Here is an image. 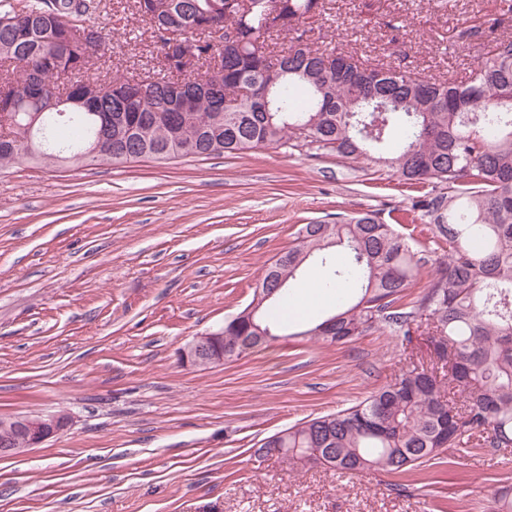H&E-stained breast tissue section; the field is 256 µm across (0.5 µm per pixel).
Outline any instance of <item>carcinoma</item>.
Segmentation results:
<instances>
[{
    "label": "carcinoma",
    "instance_id": "obj_1",
    "mask_svg": "<svg viewBox=\"0 0 512 512\" xmlns=\"http://www.w3.org/2000/svg\"><path fill=\"white\" fill-rule=\"evenodd\" d=\"M270 0H135L137 12L173 27L197 54L196 69L132 72L81 79L92 69L80 38L84 9L66 0H31L0 10V168L21 161L46 166L125 163L187 155L235 154L289 144L340 160L365 158L408 185L432 186L409 208L388 218L368 211L334 223L303 225L288 251L265 270L253 298L224 321V357L234 361L287 334L344 344L383 323L412 341L425 326L437 341L431 365H416L348 408L303 419L261 440L258 458L286 448L288 462L326 465L341 474L402 476L443 463L447 452L512 448V33L501 13L457 35L489 33V50L461 80L365 63L353 55L313 48L295 30L269 23ZM297 21L324 11V0H279ZM238 31L240 48L224 51L222 91H206L211 76L212 28ZM84 105L47 108L50 83L62 76ZM194 90L187 107L171 105L170 86ZM271 83L269 106L246 96ZM40 113L36 124L30 113ZM429 217L448 243V262L409 306L425 258L396 224ZM341 248V253L331 248ZM311 260L329 266L322 289L341 288L335 310L299 322L285 311L289 281ZM493 512H512V484L496 481Z\"/></svg>",
    "mask_w": 512,
    "mask_h": 512
}]
</instances>
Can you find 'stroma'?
Listing matches in <instances>:
<instances>
[{
	"label": "stroma",
	"mask_w": 512,
	"mask_h": 512,
	"mask_svg": "<svg viewBox=\"0 0 512 512\" xmlns=\"http://www.w3.org/2000/svg\"><path fill=\"white\" fill-rule=\"evenodd\" d=\"M498 0H325L312 43L454 79L487 49L455 40ZM96 70L160 53L134 0H95ZM415 189L309 150L0 169V417L66 410L70 427L0 458V512H490L512 448L456 454L431 478L345 476L252 456L305 418L352 406L425 358L386 326L345 344L281 338L221 366L183 363L194 336L253 298L298 229L409 206ZM421 293L448 259L418 222Z\"/></svg>",
	"instance_id": "1"
}]
</instances>
